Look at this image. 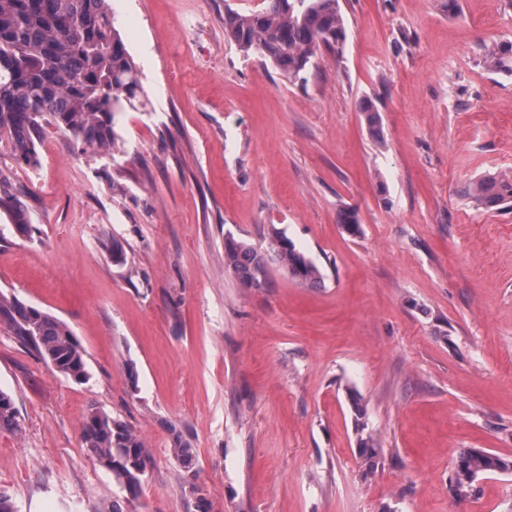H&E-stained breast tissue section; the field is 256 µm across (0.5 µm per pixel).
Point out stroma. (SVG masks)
<instances>
[{
  "instance_id": "obj_1",
  "label": "stroma",
  "mask_w": 512,
  "mask_h": 512,
  "mask_svg": "<svg viewBox=\"0 0 512 512\" xmlns=\"http://www.w3.org/2000/svg\"><path fill=\"white\" fill-rule=\"evenodd\" d=\"M459 3L340 0L341 54L291 82L224 35L225 12L264 0H110L144 90L113 153L49 126L28 170L0 142L37 228L0 216V292L65 322L91 374L51 372L0 326L23 425L0 431V491L18 512L111 504L82 446L92 405L149 453L129 512H197L177 435L209 512H512V470L463 498L451 483L464 450L512 459V209L464 195L512 174V76L481 50L512 44V0ZM274 228L321 287L273 263L251 288L226 267L225 237L265 251ZM172 451L178 459L183 471L187 473L186 481L190 484L192 491L199 494L200 489L192 482L195 479L197 471L195 448H192L189 442L177 437L174 440Z\"/></svg>"
}]
</instances>
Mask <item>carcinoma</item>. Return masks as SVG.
<instances>
[{
  "label": "carcinoma",
  "mask_w": 512,
  "mask_h": 512,
  "mask_svg": "<svg viewBox=\"0 0 512 512\" xmlns=\"http://www.w3.org/2000/svg\"><path fill=\"white\" fill-rule=\"evenodd\" d=\"M224 34L238 47L255 50L288 79H304L318 50L337 53L346 40L339 0H265L248 14H224ZM487 68L512 75V47H484ZM141 86L133 58L114 26L107 0H0V142L6 141L20 168H35L36 145L43 124L72 137L81 150L106 154L118 135L115 114L137 98ZM465 194L476 208L494 211L512 203V179L487 174L469 184ZM26 191L0 173V212L10 216L15 233L32 238V213ZM273 250L288 276L317 287L319 268L275 231ZM224 261L244 283L258 281L267 256L252 245L224 243ZM0 323L36 351L44 364L77 384L90 372L80 341L67 324L50 313L0 294ZM18 431L21 420L12 397L0 390V429ZM82 444L112 478L116 492L109 512H127L137 498L150 462L144 442L121 420L92 405L84 416ZM178 459L193 492L196 452L174 440ZM512 469L508 461L479 448L455 460L454 492L466 497L480 475Z\"/></svg>",
  "instance_id": "obj_1"
}]
</instances>
